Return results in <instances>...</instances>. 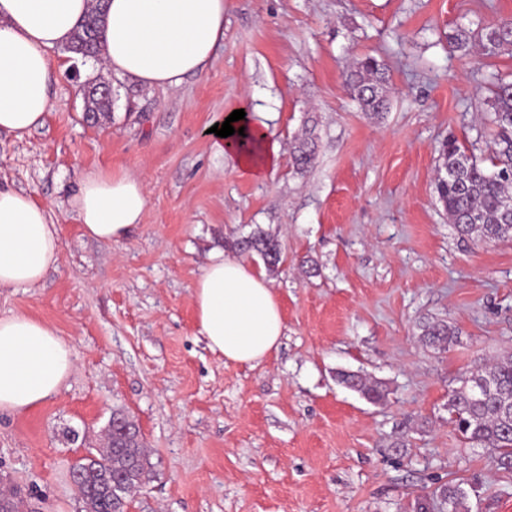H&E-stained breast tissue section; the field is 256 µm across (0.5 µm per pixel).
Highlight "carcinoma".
Returning <instances> with one entry per match:
<instances>
[{
	"label": "carcinoma",
	"mask_w": 512,
	"mask_h": 512,
	"mask_svg": "<svg viewBox=\"0 0 512 512\" xmlns=\"http://www.w3.org/2000/svg\"><path fill=\"white\" fill-rule=\"evenodd\" d=\"M478 42L484 54L492 56L512 51V19L485 26L478 32L459 27L448 35L452 50L469 53ZM106 43L105 11L97 6L78 27L68 50L84 58L97 59ZM349 95L363 111L378 114L387 109L388 79L385 65L366 57L354 65L345 78ZM87 111L108 112L112 102L98 94L93 83L84 86ZM488 105L493 129L485 141L487 156L450 139L439 149L435 192L457 230L481 242L512 240V82L498 80L490 88ZM315 157V144L309 137L300 139L295 163L308 167ZM243 251L254 250L273 271L282 262L278 240L257 230L232 243ZM456 330L446 320H433L422 326L425 345L446 351L456 342ZM341 384L372 403L387 400L389 390L378 382L341 371ZM448 423L473 448H487L495 455L499 468L512 471V355L478 367L448 397ZM77 488L83 512H123L127 495L148 478L141 436L131 419L112 428L108 447L90 463H80ZM467 491L459 484H442L415 497L413 512H464ZM24 500L13 488L0 489V512H23Z\"/></svg>",
	"instance_id": "obj_1"
}]
</instances>
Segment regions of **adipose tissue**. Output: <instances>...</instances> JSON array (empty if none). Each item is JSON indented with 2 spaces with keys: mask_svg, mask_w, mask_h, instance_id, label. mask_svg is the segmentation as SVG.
I'll list each match as a JSON object with an SVG mask.
<instances>
[{
  "mask_svg": "<svg viewBox=\"0 0 512 512\" xmlns=\"http://www.w3.org/2000/svg\"><path fill=\"white\" fill-rule=\"evenodd\" d=\"M93 0H0V134L23 138L41 127L59 72L51 52L68 43ZM106 70L148 87H176L203 75L224 39V0H108ZM243 134L214 137L213 147L242 174L264 179L280 146L254 114ZM147 197L141 178L85 172L70 200L84 235L117 242L140 224ZM58 225L24 192L0 186V290L40 284L59 265ZM199 332L224 360L262 361L276 350L284 321L263 274L245 261L214 256L194 284ZM73 367V349L49 323L0 316V412L26 414L58 393Z\"/></svg>",
  "mask_w": 512,
  "mask_h": 512,
  "instance_id": "adipose-tissue-1",
  "label": "adipose tissue"
}]
</instances>
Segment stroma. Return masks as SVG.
Here are the masks:
<instances>
[{
	"label": "stroma",
	"instance_id": "stroma-1",
	"mask_svg": "<svg viewBox=\"0 0 512 512\" xmlns=\"http://www.w3.org/2000/svg\"><path fill=\"white\" fill-rule=\"evenodd\" d=\"M512 18V0H225L224 41L205 74L173 90L113 76L110 111L85 110L95 60L65 66L42 128L0 134V184L61 227L59 266L0 292V315L54 326L74 347L61 390L28 414L0 412V480L33 512H81L70 472L103 445L113 410L138 423L149 477L128 512H410L422 490L462 483L468 512H512V473L448 422V396L512 353V241L461 237L437 200L439 148L489 132L488 88L512 53L448 49V34ZM388 67L390 107L363 112L345 73ZM262 113L280 145L256 180L216 155L208 128ZM311 131L316 159L294 164ZM99 168L145 180L141 224L84 236L69 200ZM263 230L283 263L265 274L284 336L262 362L224 361L198 331L193 286L211 256ZM444 319L449 350L423 346ZM386 382L374 405L336 379ZM456 330L446 320L428 321L422 326L421 340L426 346L446 351L457 339Z\"/></svg>",
	"mask_w": 512,
	"mask_h": 512
}]
</instances>
